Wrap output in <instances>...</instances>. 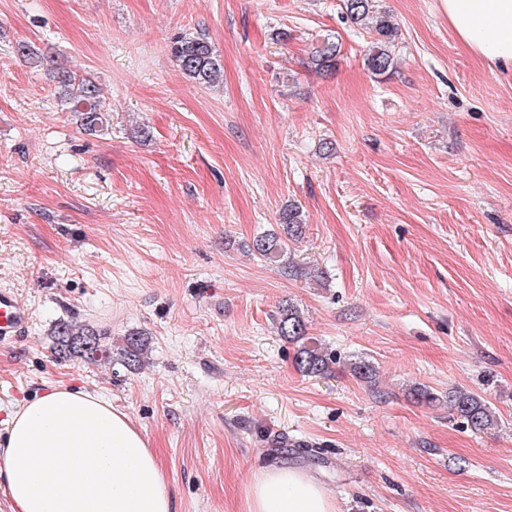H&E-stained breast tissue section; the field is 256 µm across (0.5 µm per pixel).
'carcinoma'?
Segmentation results:
<instances>
[{
  "mask_svg": "<svg viewBox=\"0 0 512 512\" xmlns=\"http://www.w3.org/2000/svg\"><path fill=\"white\" fill-rule=\"evenodd\" d=\"M344 8L346 21L365 26L373 35L365 53L367 69L375 76L391 73L395 69L397 28L391 23L388 13L379 10L376 0H344ZM15 49L18 55L30 60L31 64L46 70L58 97L68 105L70 111L78 114L84 130L91 134L104 130L107 118L99 84L89 77H76L26 41L18 42ZM171 53L183 73L196 84L208 88L223 83V65L206 37H176L172 41ZM337 55L338 45L325 41L315 48L312 63L318 70L327 72L334 67ZM303 230L302 211L300 207L290 204L281 211L277 228L255 237L252 244L248 245L249 251L265 260H282L288 254L289 244L298 240ZM278 331L280 336L294 346L292 359L299 373L308 377L326 378L334 372L336 357L310 341L304 317L297 307L290 303L282 307ZM52 338L54 353L61 361L80 358L96 362L103 359L129 373L142 367L147 351V339L141 332L128 334L121 346L114 349L105 342V336L99 331L74 320L56 323ZM84 342L93 343V348H81ZM448 405L450 411L475 432L497 425V418L490 406L473 392H448Z\"/></svg>",
  "mask_w": 512,
  "mask_h": 512,
  "instance_id": "1",
  "label": "carcinoma"
}]
</instances>
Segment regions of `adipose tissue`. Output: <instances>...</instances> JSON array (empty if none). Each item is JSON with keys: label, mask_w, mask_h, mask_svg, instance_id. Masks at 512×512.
<instances>
[{"label": "adipose tissue", "mask_w": 512, "mask_h": 512, "mask_svg": "<svg viewBox=\"0 0 512 512\" xmlns=\"http://www.w3.org/2000/svg\"><path fill=\"white\" fill-rule=\"evenodd\" d=\"M448 24L474 55L512 68V0H440ZM0 493L13 512H173L156 455L111 401L73 386L35 395L10 415L0 438ZM250 512H336L310 473L262 471Z\"/></svg>", "instance_id": "ef3b65f1"}]
</instances>
